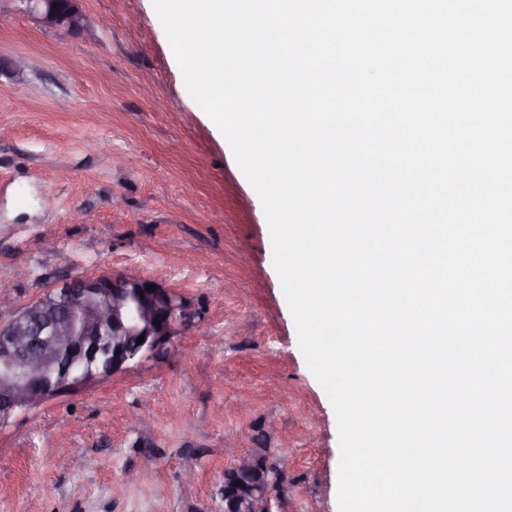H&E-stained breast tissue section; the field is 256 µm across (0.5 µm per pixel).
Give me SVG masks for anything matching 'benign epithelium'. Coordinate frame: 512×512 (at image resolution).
<instances>
[{
  "mask_svg": "<svg viewBox=\"0 0 512 512\" xmlns=\"http://www.w3.org/2000/svg\"><path fill=\"white\" fill-rule=\"evenodd\" d=\"M23 2L38 24L62 39L89 24L79 0ZM151 284L153 291L146 289ZM193 318L194 311L172 288L134 273L66 279L33 302L0 312V426L52 395L73 393L169 349ZM253 493L257 497L246 506L224 491V512H246L248 506L273 512L263 490Z\"/></svg>",
  "mask_w": 512,
  "mask_h": 512,
  "instance_id": "benign-epithelium-1",
  "label": "benign epithelium"
}]
</instances>
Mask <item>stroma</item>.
I'll list each match as a JSON object with an SVG mask.
<instances>
[{"label": "stroma", "mask_w": 512, "mask_h": 512, "mask_svg": "<svg viewBox=\"0 0 512 512\" xmlns=\"http://www.w3.org/2000/svg\"><path fill=\"white\" fill-rule=\"evenodd\" d=\"M58 50L0 18V309L82 275L158 277L190 358L143 360L0 428V512H224V471L288 463L274 512H339L330 399L300 350L261 201L189 95L152 0H80Z\"/></svg>", "instance_id": "35a3bbf8"}]
</instances>
